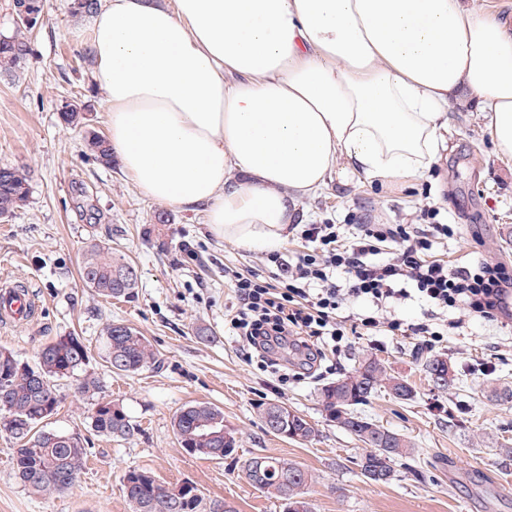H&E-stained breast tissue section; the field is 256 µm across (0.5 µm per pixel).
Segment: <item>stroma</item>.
<instances>
[{
  "label": "stroma",
  "mask_w": 512,
  "mask_h": 512,
  "mask_svg": "<svg viewBox=\"0 0 512 512\" xmlns=\"http://www.w3.org/2000/svg\"><path fill=\"white\" fill-rule=\"evenodd\" d=\"M69 3L44 0L43 19L30 34L31 54L16 72L0 74V166L24 168L30 187L27 203L0 217V281L23 282L39 304L32 324H0V349L33 364L46 343L80 336L89 349L88 372L141 433L130 442L96 434L92 400L76 393L73 380L56 381L60 404L47 426L86 441V466L68 490L30 494L8 464L15 444L0 433V512H132L122 486L132 469L152 471L170 487L193 482L205 497L224 500L236 512H283L280 501L254 488L237 467L257 454L288 458L312 474L313 512H512V466L502 463L512 448V402L495 394L512 387V329L472 316L449 334L439 351L456 374L449 388L430 381V355L412 337L390 334L376 343L350 337L337 358L338 374L373 357L416 391L406 402L380 391L363 405V413L404 435L416 450L396 463L390 483L366 481L354 464L365 446L326 419L322 381L307 378L272 391L229 329L237 300L224 270L262 268L266 248L218 239L200 210L171 209L169 224L158 226L154 216L162 204L145 197L121 168L87 156L85 131L106 133V106L82 60L88 19L71 16ZM69 102L83 106L85 127L61 122L60 110ZM488 124L479 100L459 92L448 108V148L429 171L401 183L335 173L299 203L297 215L306 224H412L428 204L463 227L438 247V258L457 264L480 256L512 264V160L498 156ZM98 241L136 267L135 298L105 299L84 287L82 255ZM186 241L195 246V259L184 257ZM111 321L147 336L158 365L112 373L103 336ZM485 363L494 372L482 374ZM279 401L315 424V441L300 444L265 430L259 407ZM195 402L223 409L225 424L236 433L232 456L212 460L179 447L172 418Z\"/></svg>",
  "instance_id": "35a3bbf8"
}]
</instances>
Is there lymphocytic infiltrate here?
<instances>
[{"label":"lymphocytic infiltrate","mask_w":512,"mask_h":512,"mask_svg":"<svg viewBox=\"0 0 512 512\" xmlns=\"http://www.w3.org/2000/svg\"><path fill=\"white\" fill-rule=\"evenodd\" d=\"M437 216L436 208L424 206L418 223L355 224L347 235L336 224H304L297 236L305 250L295 260L268 253L273 279L231 272L239 306L230 329L245 343L248 360L284 386L315 374L350 336L398 332L417 337L419 348L430 352L458 326L440 323L442 314L459 310L512 323L504 305L512 294V268L436 259V244L457 232ZM413 297L429 314L415 321L388 317V308Z\"/></svg>","instance_id":"f902f5d3"}]
</instances>
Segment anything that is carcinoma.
Segmentation results:
<instances>
[{
    "label": "carcinoma",
    "instance_id": "cac0c4a2",
    "mask_svg": "<svg viewBox=\"0 0 512 512\" xmlns=\"http://www.w3.org/2000/svg\"><path fill=\"white\" fill-rule=\"evenodd\" d=\"M34 26L19 20L12 34L0 39V73L15 72L31 53L27 33ZM67 126L85 120L77 105L60 111ZM85 146L94 161L104 167L115 164L106 137L88 133ZM29 178L17 167L0 166V216L7 217L28 199ZM80 277L84 287L104 298L131 299L138 288L134 265L125 257L112 254V246L93 243L85 251ZM106 359L111 371L119 375L135 374L158 363L150 341L140 331L120 322L105 327ZM88 348L75 335L59 336L38 352L37 362L30 365L12 352L0 350V433L17 445L13 469L18 482L34 495L58 492L72 487L85 466L87 448L81 438L48 430L41 424L59 405L54 380L72 378L83 396L101 393L100 381L83 373ZM426 372L440 387L454 382V370L445 358H433ZM397 400L414 397L413 387L404 379L387 372L375 358L359 362L354 372L325 385L320 393L323 411L329 420L354 435L366 445V452L355 465L367 480L388 484L394 479L396 462L413 454V446L403 436L390 431L363 414L359 406L379 389ZM265 429L300 444L312 441L316 434L307 417L285 403H267L260 407ZM93 431L121 441L133 439L138 425L124 409L110 400L98 399L91 414ZM175 438L188 453L212 459L230 455L236 447L234 431L224 425V411L208 403L181 408L173 417ZM245 479L258 490L285 502L286 512H312L303 489L312 476L300 465L283 458L255 455L241 465ZM123 491L133 512H234L221 500H206L198 487L181 497L160 482L148 470L133 469L124 475Z\"/></svg>",
    "mask_w": 512,
    "mask_h": 512
}]
</instances>
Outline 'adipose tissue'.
<instances>
[{"label":"adipose tissue","mask_w":512,"mask_h":512,"mask_svg":"<svg viewBox=\"0 0 512 512\" xmlns=\"http://www.w3.org/2000/svg\"><path fill=\"white\" fill-rule=\"evenodd\" d=\"M86 43L123 172L244 247L283 241L337 167L429 170L462 87L512 159V28L462 0H106Z\"/></svg>","instance_id":"adipose-tissue-1"}]
</instances>
